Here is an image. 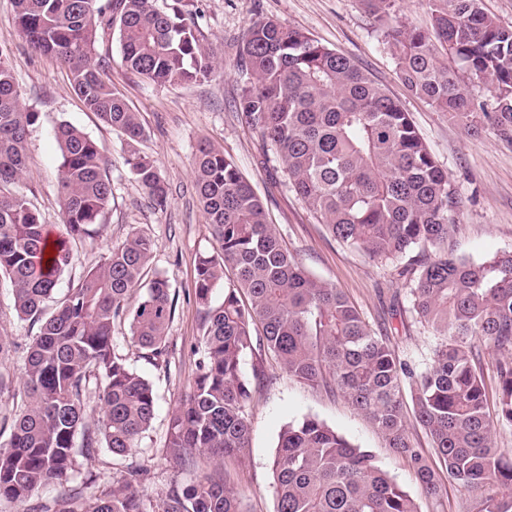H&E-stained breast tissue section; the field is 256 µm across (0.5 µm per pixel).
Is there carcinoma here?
<instances>
[{
    "label": "carcinoma",
    "instance_id": "carcinoma-1",
    "mask_svg": "<svg viewBox=\"0 0 512 512\" xmlns=\"http://www.w3.org/2000/svg\"><path fill=\"white\" fill-rule=\"evenodd\" d=\"M405 87L468 129L487 120L512 133V27L482 0H432L433 32L388 26L396 0H368ZM30 48L56 58L86 110L126 136L130 171L154 207L168 193L153 157L139 148L138 113L103 78L98 34L117 32L122 63L157 84L208 79L215 59L202 44L194 0H13ZM451 56L457 68L440 61ZM237 108L270 145L288 179L332 235L376 260L416 248L438 255L398 275L413 308L443 336L430 368L417 372L368 328L338 288L310 275L266 223L262 200L224 152L198 149L193 168L199 203L218 244L196 262L194 296L204 327L192 390L170 415L165 448L190 472L197 458L212 470L171 485L159 512H243L227 484L224 458L245 455V403L273 357L289 377L341 392L404 458L426 493L441 497L437 469L415 448L404 423L403 385L416 420L431 437L448 478L480 500L478 512H512V459L493 444L496 426L512 427V252L477 263L448 252L461 200L430 154L409 113L348 57L273 19L252 24L239 48ZM486 85L493 102L475 108L461 73ZM38 113L21 105L13 63L0 50V276L9 279L18 317L39 325L26 344L20 402L1 440L0 501L24 502L43 488L55 494L33 512H153L136 489L140 465H125L112 488L86 490L99 476L72 482L79 462L101 449L126 457L156 413L151 382L119 355L114 325L130 320L143 358L166 362L176 302L169 280L143 282L151 238L133 231L87 269L63 298L47 301L71 265L73 245L99 232L112 184L99 145L72 124L55 130L60 151L61 222L54 240L27 195L11 189L26 171V143ZM236 279L223 302L212 292L224 267ZM144 290L131 303L138 290ZM495 366L496 420L482 351ZM255 358L253 379L241 362ZM100 415L92 420L86 407ZM275 512H418L410 494L373 452L351 444L316 417L285 425L270 465Z\"/></svg>",
    "mask_w": 512,
    "mask_h": 512
}]
</instances>
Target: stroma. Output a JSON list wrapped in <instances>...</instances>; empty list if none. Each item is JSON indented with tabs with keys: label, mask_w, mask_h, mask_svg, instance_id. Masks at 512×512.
<instances>
[{
	"label": "stroma",
	"mask_w": 512,
	"mask_h": 512,
	"mask_svg": "<svg viewBox=\"0 0 512 512\" xmlns=\"http://www.w3.org/2000/svg\"><path fill=\"white\" fill-rule=\"evenodd\" d=\"M195 4L203 44L214 49L220 61L205 81L153 83L126 69L116 33L100 36L97 43L99 54L109 60L107 80L140 116L146 132L142 149L159 163L168 202L158 210L125 163V136L85 110L70 86L69 73L54 57L28 50L11 0H0V49L14 65L23 107L39 115L26 146L25 194L44 223L59 224L60 154L54 131L63 123L97 141L112 183L101 230L76 243L73 265L61 278L56 297H63L85 268L100 261L132 230L141 229L154 241L149 272L168 277L177 301L168 331L167 366H154L142 357L129 322L116 325L112 336L118 353L149 379L156 393L155 418L132 451L146 472L139 491L154 503L171 483L190 479L164 443L169 416L189 395L195 370L193 347L201 325L193 294L196 259L215 248L194 183L192 162L201 143L208 141L223 149L262 199L268 224L280 234L290 254L315 278L341 289L377 335L388 338L401 359L425 369L441 342L414 311L409 288L398 275V262L370 260L337 241L290 188L284 167L266 161L259 134L237 109L238 46L253 22L276 20L349 56L409 112L463 201L449 250L475 262L512 251V136H503L488 123L478 133H470L412 96L398 78L364 0H195ZM267 374L264 384L253 386L245 406L251 428L245 457L224 461L228 479L244 496L245 512H274L270 461L278 435L284 425L306 416L324 421L355 446L372 450L379 465L415 499L420 512H478L475 497L448 480L442 483L441 499L427 496L407 462L386 448L377 429L341 394L300 384L272 362Z\"/></svg>",
	"instance_id": "stroma-1"
}]
</instances>
